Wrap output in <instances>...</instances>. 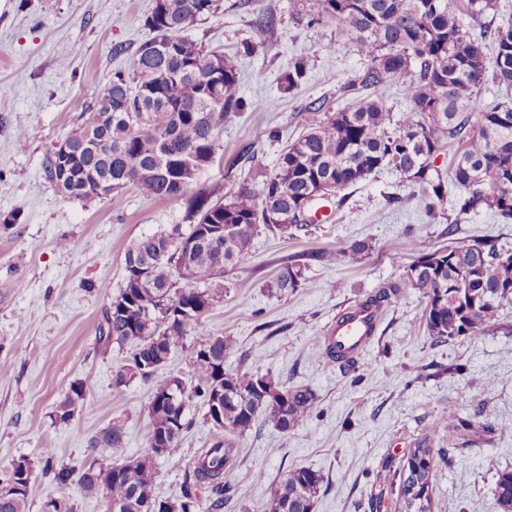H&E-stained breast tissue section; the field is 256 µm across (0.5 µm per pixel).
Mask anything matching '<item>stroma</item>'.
Returning <instances> with one entry per match:
<instances>
[{
	"mask_svg": "<svg viewBox=\"0 0 512 512\" xmlns=\"http://www.w3.org/2000/svg\"><path fill=\"white\" fill-rule=\"evenodd\" d=\"M295 0H220L186 35L206 48L237 54L238 90L247 106L224 132L215 161L201 175L209 186L236 191L252 171L271 170L280 150L324 114L348 104L340 88L355 81L368 61L349 32L312 23ZM154 0H0V475L19 457L33 464L28 512L51 498L68 497L75 512H106L102 495L74 486L63 490L43 472V449L59 463H93L88 439L113 421L125 430V457L148 443L153 383L140 378L113 385L128 348L97 344L102 311L124 281V255L132 241L183 221L180 204L148 199L127 188L111 198L83 201L57 192L46 157L52 145L78 128L129 55L151 36L144 20ZM277 18L274 33L255 25L259 10ZM69 46L60 67L59 46ZM309 56L298 89L282 77L291 58ZM394 194L398 203H387ZM432 248L490 238L512 246V224L483 212L456 218L450 205L427 218L420 189L384 168L348 189L336 216L308 236L280 238L259 232L251 259L224 275V298L185 339L220 333L233 338L227 369H252L315 395L310 417L288 433L269 426L237 438L235 482L246 490L223 512H269L272 482L309 467L323 477L313 512H365L369 498L382 512H398L402 482L384 471L386 458L405 468L421 441L448 445V415L474 417L497 431L462 448L453 465L438 463L432 512H500L494 494L499 472L512 469V304L498 312L499 333L480 339L432 342L423 317L425 296L405 289L379 313L377 333L358 359L357 374L343 373L325 356L322 336L337 315L397 280L412 258L407 234ZM369 242L355 260L354 242ZM314 252L295 291L275 295L266 285L289 255ZM460 365L457 373L448 372ZM495 375V385L485 383ZM82 384L72 419L53 409ZM190 403V428L158 461L156 494L179 499L195 459L217 431Z\"/></svg>",
	"mask_w": 512,
	"mask_h": 512,
	"instance_id": "1",
	"label": "stroma"
}]
</instances>
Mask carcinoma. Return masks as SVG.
Listing matches in <instances>:
<instances>
[{"instance_id":"1","label":"carcinoma","mask_w":512,"mask_h":512,"mask_svg":"<svg viewBox=\"0 0 512 512\" xmlns=\"http://www.w3.org/2000/svg\"><path fill=\"white\" fill-rule=\"evenodd\" d=\"M296 7L311 22L347 27L370 64L358 81L343 86L352 98L349 106L286 145L275 169L257 173L259 191L246 184L228 195L218 186L192 190L213 164L224 126L246 107L238 96L236 57L206 51L184 36L199 17L219 8V0H155L145 19L153 37L104 88L112 98V122L95 127L88 147L70 161L68 197L103 200L112 189L131 185L146 198L180 203L188 222L186 231L170 224L126 250L124 287L97 326L99 343L133 347L128 363L116 371L115 388L137 377L154 380L148 448L135 458L112 461L125 447L123 424L113 422L88 440L90 452L106 466L57 467L53 450L43 449L46 471L57 486L102 493L108 512H141L147 502L156 512H221L225 494L244 497L232 479L237 449L222 436L198 456L192 471L193 483L211 487L208 507L189 487L174 502L155 497L157 461L190 426L185 411L194 400L214 428L238 437L263 425L286 434L310 416L315 395L309 389L257 371L226 369L224 361L234 350L227 336H204L188 350L189 379L159 372L222 294L224 272L248 262L259 231L289 239L308 232L311 219L303 203L316 186L329 187L340 208L346 197L336 192L389 167L421 188L429 217L448 201L451 183L459 190L451 200L456 215L490 211L512 224V105L481 108L477 101L488 37L495 50V83L512 87V23L477 36L463 22L465 16L476 22L496 10L497 0H464L456 11L448 0H298ZM306 66L304 53L288 63L284 92L299 87ZM396 80L409 105L398 119L377 95ZM452 144L459 152L447 182L432 173V159ZM268 205L277 219L267 214ZM406 247L413 261L402 278L358 307L377 310L410 288L427 298L424 317L433 341L497 332L499 308L512 303L511 250L488 240L431 249L412 237ZM303 269L288 258L268 290L300 287ZM324 346L329 361L355 367V355ZM82 390L72 387L55 406V421L71 420ZM476 433L473 421L448 417V444L461 439L467 446ZM434 468L428 444L417 443L402 482L405 512H431ZM32 473L31 462L21 457L0 484H25ZM321 483L315 470H292L270 488L269 512H312ZM496 493L501 512H512V471L498 474ZM27 500L26 490L0 497V512H27Z\"/></svg>"}]
</instances>
